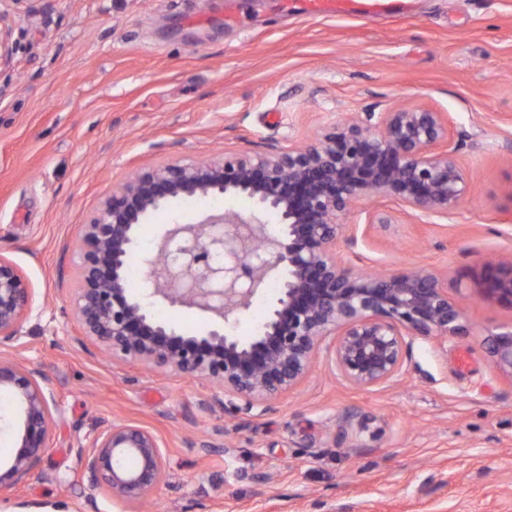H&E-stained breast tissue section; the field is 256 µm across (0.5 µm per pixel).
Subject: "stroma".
<instances>
[{
	"label": "stroma",
	"mask_w": 512,
	"mask_h": 512,
	"mask_svg": "<svg viewBox=\"0 0 512 512\" xmlns=\"http://www.w3.org/2000/svg\"><path fill=\"white\" fill-rule=\"evenodd\" d=\"M389 17L310 18L284 0H10L0 66V256L31 288L0 355L39 369L59 405L49 449L0 512H512V379L487 338L512 305L486 262L512 258V0H408ZM444 113L468 177L451 216L375 228L355 269L447 273L467 332L414 338L407 372L371 388L319 360L265 413L204 408L205 382L114 363L70 298L80 229L132 173L311 141L353 112ZM180 199L136 255L197 216ZM153 431L167 475L141 505L92 489L85 437Z\"/></svg>",
	"instance_id": "1"
}]
</instances>
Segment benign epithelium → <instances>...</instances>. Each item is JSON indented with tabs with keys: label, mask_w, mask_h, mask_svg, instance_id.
Returning <instances> with one entry per match:
<instances>
[{
	"label": "benign epithelium",
	"mask_w": 512,
	"mask_h": 512,
	"mask_svg": "<svg viewBox=\"0 0 512 512\" xmlns=\"http://www.w3.org/2000/svg\"><path fill=\"white\" fill-rule=\"evenodd\" d=\"M13 51L12 27L0 12V63ZM466 191L465 169L448 148V120L421 105L366 112L322 128L309 145L160 165L112 191L81 225L76 319L117 362L207 382L212 402L233 418L269 409L310 376L322 354L350 384L381 386L405 374L413 337L455 336L464 331L462 314L442 274L359 272L337 245L354 248L374 226L405 217H448ZM239 194L252 200L251 213L223 210L170 224L143 259L146 295L200 310L211 329L195 336L157 320L125 274L138 227L176 199ZM369 196L395 209L374 211L363 224L339 223ZM267 212L280 217L275 233L260 219ZM274 275L276 303L243 342L230 327ZM484 292L512 305V261L487 267ZM29 306L28 283L0 257V345L20 339ZM489 353L512 378V324L491 334ZM43 382L40 370L0 359V392L12 397L18 416L12 456L0 463L1 489L28 476L48 448L58 408ZM88 447L92 487L116 499L139 503L165 479L161 441L143 426L116 422L88 437Z\"/></svg>",
	"instance_id": "benign-epithelium-1"
}]
</instances>
